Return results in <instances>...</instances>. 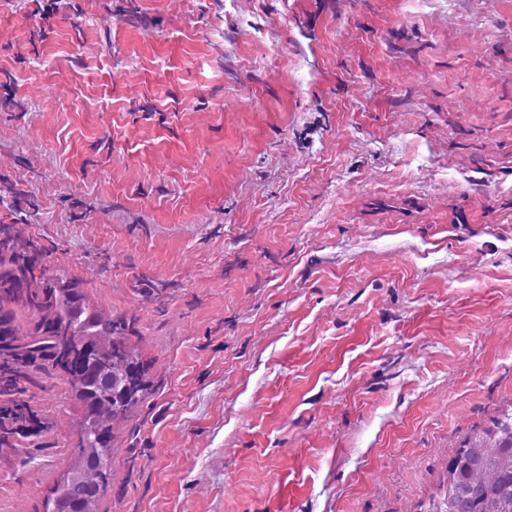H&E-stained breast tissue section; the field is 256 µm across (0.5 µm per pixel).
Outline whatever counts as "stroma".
<instances>
[{
    "label": "stroma",
    "instance_id": "1",
    "mask_svg": "<svg viewBox=\"0 0 512 512\" xmlns=\"http://www.w3.org/2000/svg\"><path fill=\"white\" fill-rule=\"evenodd\" d=\"M0 0V227L130 322L94 512H425L512 402V0ZM0 512L82 445L14 390Z\"/></svg>",
    "mask_w": 512,
    "mask_h": 512
}]
</instances>
